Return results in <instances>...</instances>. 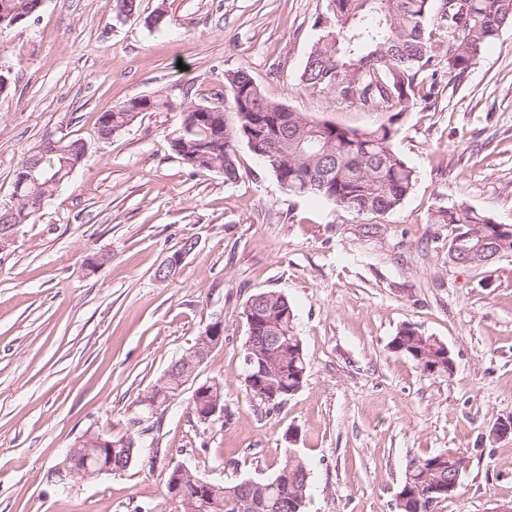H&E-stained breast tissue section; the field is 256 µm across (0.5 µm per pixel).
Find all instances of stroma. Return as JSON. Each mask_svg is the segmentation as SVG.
<instances>
[{"label": "stroma", "mask_w": 512, "mask_h": 512, "mask_svg": "<svg viewBox=\"0 0 512 512\" xmlns=\"http://www.w3.org/2000/svg\"><path fill=\"white\" fill-rule=\"evenodd\" d=\"M327 0H44L0 29V201L47 140L79 139L83 163L0 252V512H169L177 467L214 482L271 478L305 460V512H397L412 459L466 460L464 494L431 512H497L512 503V253L491 275L452 264L465 205L512 224V26L463 78L439 69L433 96L398 123L396 150L416 182L374 218L285 192L247 147L240 177L198 173L171 147L184 101L250 73L268 98L311 118L366 129L388 115L304 89L300 74ZM164 9L161 28L145 20ZM143 95L172 108L140 113L112 139L102 112ZM192 242L170 279L161 263ZM103 256L87 270L88 256ZM259 289L296 312L303 388L274 409L243 386L242 310ZM224 344L198 370L224 381V415L204 424L191 391L148 419L141 462L62 490L50 470L86 430L121 435L138 404L215 317ZM443 342L452 375L425 373L389 343L405 325Z\"/></svg>", "instance_id": "1"}]
</instances>
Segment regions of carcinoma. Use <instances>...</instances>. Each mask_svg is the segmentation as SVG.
Returning a JSON list of instances; mask_svg holds the SVG:
<instances>
[{
    "mask_svg": "<svg viewBox=\"0 0 512 512\" xmlns=\"http://www.w3.org/2000/svg\"><path fill=\"white\" fill-rule=\"evenodd\" d=\"M454 0H328L327 14L318 22L319 32L300 76L302 85L332 94L339 104H356L367 110L390 113L388 122L361 130L341 127L331 121H316L301 112H291L283 102L266 98L251 75L236 71L224 76L229 97L224 112L206 123L199 104L183 109V121L174 140L183 147L202 150L209 163L195 167L210 170V163L224 166V181L239 178L238 149L244 144L290 194L327 200L341 210L357 215L383 216L399 207L411 192L416 174L396 151L395 124L412 111L418 101L432 97L437 63L433 44L445 47L448 73L463 75L475 64L485 46L512 24V0H467L451 7ZM34 0H0V14L32 12ZM436 15V27L428 26ZM139 113L120 106L106 111L98 125L128 127ZM448 223L456 225L452 240L469 233L471 224L488 225V236L502 241L503 252H512V236L498 230L499 224L459 205L446 211ZM261 316L245 319L249 336H280L290 341L288 355L269 382L285 392L268 402L273 408L288 401V390L307 370L305 357H295L301 343L296 334L294 308L276 291L258 290ZM101 452L121 460L134 448L133 462L141 456L137 432L128 429L120 436L98 433ZM455 455L438 452L416 458L407 465L412 484L408 499L398 512H425L429 502L448 495L431 492L418 481L427 470L439 482H448V460ZM288 466L283 460L276 474L245 487L243 482L212 483L208 500L197 495L192 473L175 512H252L241 509L240 501L253 495L264 501L259 512H304L310 475L293 465L295 475L287 483L280 476Z\"/></svg>",
    "mask_w": 512,
    "mask_h": 512,
    "instance_id": "1",
    "label": "carcinoma"
}]
</instances>
